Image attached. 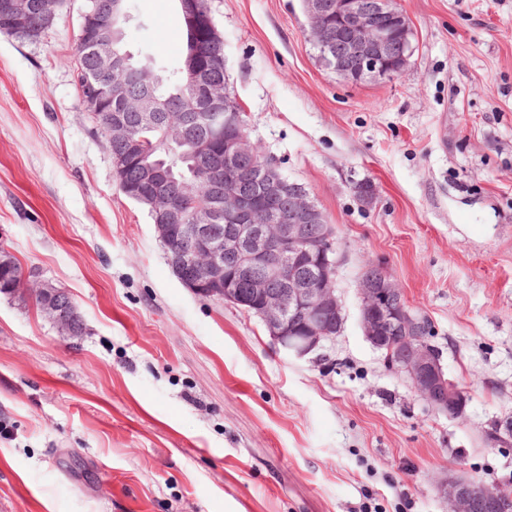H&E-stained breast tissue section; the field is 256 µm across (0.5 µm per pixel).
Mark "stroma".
Wrapping results in <instances>:
<instances>
[{"mask_svg": "<svg viewBox=\"0 0 512 512\" xmlns=\"http://www.w3.org/2000/svg\"><path fill=\"white\" fill-rule=\"evenodd\" d=\"M130 5L127 51L175 61L173 0ZM207 5L252 140L335 230L343 327L290 356L174 275L76 83L84 0L0 32V248L84 323L0 295V512H448L440 479L512 485L485 437L512 416V0H397L413 56L386 84L327 69L302 0ZM371 264L429 319L462 414L365 338Z\"/></svg>", "mask_w": 512, "mask_h": 512, "instance_id": "stroma-1", "label": "stroma"}]
</instances>
